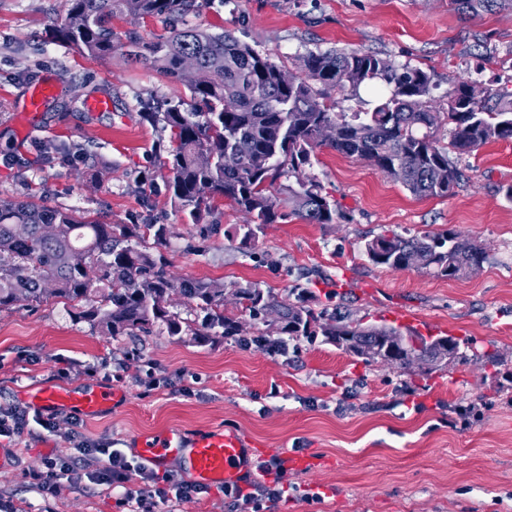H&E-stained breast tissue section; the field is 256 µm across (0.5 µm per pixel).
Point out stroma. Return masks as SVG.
<instances>
[{"mask_svg": "<svg viewBox=\"0 0 512 512\" xmlns=\"http://www.w3.org/2000/svg\"><path fill=\"white\" fill-rule=\"evenodd\" d=\"M65 14V0H0V199L27 196L107 224L164 225L171 273L223 285L224 310L242 333L202 346L155 328L109 336L56 298L2 311L0 409L34 418L41 408L30 389L106 388L117 398L83 418L84 432L130 457L159 430L189 438L224 429L272 457L323 459L313 470L286 469L271 512H512V142L459 160L463 178L445 198L415 196L366 161L318 148L305 173L339 202L342 219L295 215L287 201L295 180L284 175L271 187L281 218L246 244L244 217L224 199L206 198L194 221L171 200L161 166L170 131L142 115L190 93L128 58L130 32L148 42L167 33L166 22L114 17L111 57L91 59L53 38L49 25ZM184 22L234 31L296 76L308 51L362 50L421 68L443 91L452 76L512 90V12L468 17L449 0H196ZM44 78L59 95L22 116L18 103ZM93 96L109 98V110L87 111ZM393 231L461 233L485 259L451 280L372 263L365 243ZM248 284L287 302L307 292L312 308L367 324L399 325L402 310L462 326L467 359L406 374L368 365L321 335L272 354L263 342L275 333L232 295ZM62 357L75 370L61 374ZM150 370L166 385L148 394L137 378ZM72 414L62 409L55 431L32 421L22 438L0 439V497L17 512H127L120 488L66 475L54 495L30 487L28 470L68 453ZM307 485L323 492L320 508L294 495Z\"/></svg>", "mask_w": 512, "mask_h": 512, "instance_id": "35a3bbf8", "label": "stroma"}]
</instances>
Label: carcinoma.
<instances>
[{
	"label": "carcinoma",
	"instance_id": "1",
	"mask_svg": "<svg viewBox=\"0 0 512 512\" xmlns=\"http://www.w3.org/2000/svg\"><path fill=\"white\" fill-rule=\"evenodd\" d=\"M459 13L477 16L512 0H450ZM194 0H68L74 21H54L57 40L97 59L112 52V17L125 14L181 19ZM186 54L199 60L195 80L187 85L191 109L173 106L146 112L152 122L170 129V147L163 166L174 204L195 217L204 201L199 189L229 201L246 216L243 241L255 228L281 216L273 182L295 177L289 187L298 214L311 224H333L342 217L339 202H330L320 184L305 176L311 156L329 147L347 157L367 160L382 174L398 179L413 195L448 197L461 172L449 153L468 156L492 141H512V92L485 89L469 94V82L448 79V91L434 105L433 78L408 63L399 64L374 52L310 51L304 74L284 87L271 57L233 32L208 33L184 26L146 46L134 59L152 67L171 83L182 82L180 65ZM370 83L371 107L341 112L338 103L320 100L326 89L357 91ZM448 126V145L437 131ZM211 163L201 167L196 156ZM154 231L147 245L146 233ZM164 228L152 224H103L67 208L30 198L0 199V311L49 298L64 301L78 319L99 325L111 336H133L157 326L171 336L188 331L199 344L212 336H236L240 324L224 313V286L202 279H176L168 271L162 248ZM428 252L425 269L450 279L468 275L470 264L484 259L482 248L455 232L398 233L365 243L377 265L407 268L410 255ZM85 255L87 268L72 264L73 252ZM178 292L194 313L189 321L168 308ZM241 311L257 319L269 307L280 313V336L309 338L373 336L372 327L323 308L315 311L304 294L281 302L257 287L235 290Z\"/></svg>",
	"mask_w": 512,
	"mask_h": 512
}]
</instances>
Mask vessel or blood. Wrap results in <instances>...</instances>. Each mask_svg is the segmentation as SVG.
<instances>
[{
  "mask_svg": "<svg viewBox=\"0 0 512 512\" xmlns=\"http://www.w3.org/2000/svg\"><path fill=\"white\" fill-rule=\"evenodd\" d=\"M57 92L56 84L49 80L33 85L23 103L25 111H42ZM35 398L47 407L73 408L91 415L111 403L112 394L106 390L73 394L45 388L37 391ZM180 454L186 455L194 481L214 488L239 483L252 468L256 451L245 436L234 432H205L189 443L181 433L166 432L143 440L139 452L142 461L153 467L163 466Z\"/></svg>",
  "mask_w": 512,
  "mask_h": 512,
  "instance_id": "b4317fda",
  "label": "vessel or blood"
}]
</instances>
